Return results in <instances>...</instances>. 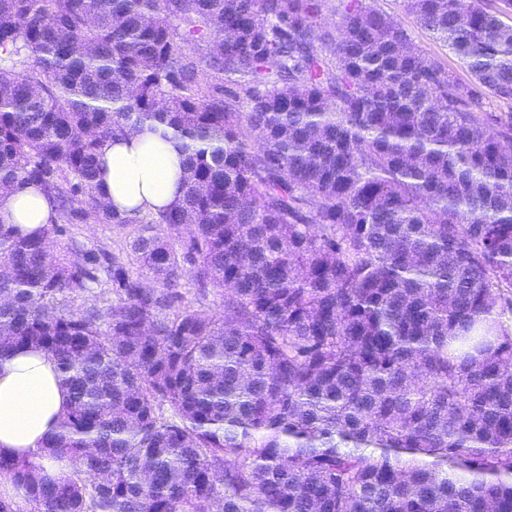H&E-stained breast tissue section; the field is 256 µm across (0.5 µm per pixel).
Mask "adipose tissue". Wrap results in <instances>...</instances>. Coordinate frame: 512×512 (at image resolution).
<instances>
[{
	"instance_id": "ef3b65f1",
	"label": "adipose tissue",
	"mask_w": 512,
	"mask_h": 512,
	"mask_svg": "<svg viewBox=\"0 0 512 512\" xmlns=\"http://www.w3.org/2000/svg\"><path fill=\"white\" fill-rule=\"evenodd\" d=\"M177 140H159L144 126L110 141L100 159L99 194L129 215H160L184 195ZM53 206L34 185L0 188V222L32 231L49 224ZM67 402L56 364L40 350L0 360V454L18 457L42 447Z\"/></svg>"
}]
</instances>
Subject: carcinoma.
Wrapping results in <instances>:
<instances>
[{"instance_id":"carcinoma-1","label":"carcinoma","mask_w":512,"mask_h":512,"mask_svg":"<svg viewBox=\"0 0 512 512\" xmlns=\"http://www.w3.org/2000/svg\"><path fill=\"white\" fill-rule=\"evenodd\" d=\"M406 8L470 81L367 0H0V186L55 204L0 222V358L68 394L0 512H512V0ZM145 124L182 142L157 218L98 192ZM91 217L138 271L49 250ZM52 216V203L39 187L0 188V220L4 224H19L32 231L50 224ZM181 291L183 292L184 295V303L187 305L196 306L199 309L211 310L219 308V306L223 302L221 294L216 293L214 291L208 294L206 300H202V302H199L196 293V288H194V286L191 284L189 280L184 281V285Z\"/></svg>"}]
</instances>
